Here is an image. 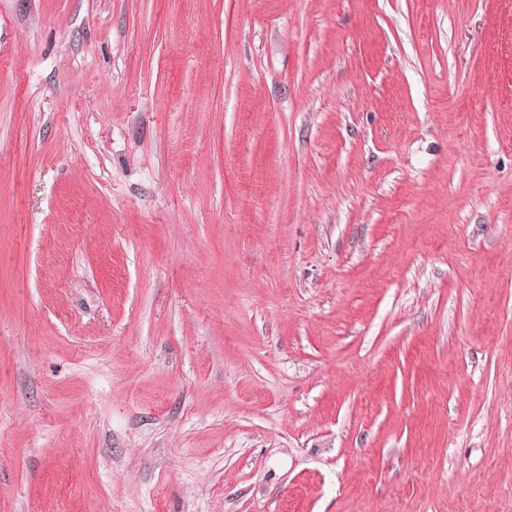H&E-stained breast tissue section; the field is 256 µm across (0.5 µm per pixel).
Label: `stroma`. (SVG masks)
I'll list each match as a JSON object with an SVG mask.
<instances>
[{
	"mask_svg": "<svg viewBox=\"0 0 512 512\" xmlns=\"http://www.w3.org/2000/svg\"><path fill=\"white\" fill-rule=\"evenodd\" d=\"M0 512H512V0H0Z\"/></svg>",
	"mask_w": 512,
	"mask_h": 512,
	"instance_id": "35a3bbf8",
	"label": "stroma"
}]
</instances>
